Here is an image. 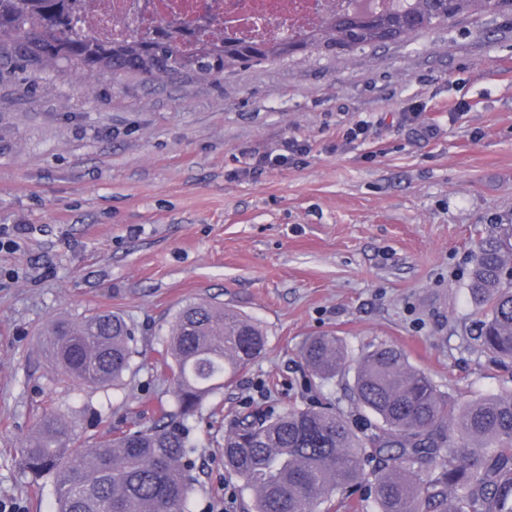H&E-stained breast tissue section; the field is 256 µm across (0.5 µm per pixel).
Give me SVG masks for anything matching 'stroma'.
<instances>
[{
    "instance_id": "obj_1",
    "label": "stroma",
    "mask_w": 512,
    "mask_h": 512,
    "mask_svg": "<svg viewBox=\"0 0 512 512\" xmlns=\"http://www.w3.org/2000/svg\"><path fill=\"white\" fill-rule=\"evenodd\" d=\"M291 139L307 152L260 165ZM509 220L510 15L220 78L103 69L92 95L79 70L0 46V502L55 512L51 478L32 479L17 453L43 411L65 410L93 442L172 408L152 363L198 299L260 323L268 346L188 420L190 512H244L224 467L241 415L331 404L365 429L352 373L322 382L304 364L310 337L336 335L354 357L396 345L461 401L512 386L466 288L476 239ZM99 310L133 327L137 354L119 388L78 391L42 333Z\"/></svg>"
}]
</instances>
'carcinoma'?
Wrapping results in <instances>:
<instances>
[{
	"instance_id": "carcinoma-1",
	"label": "carcinoma",
	"mask_w": 512,
	"mask_h": 512,
	"mask_svg": "<svg viewBox=\"0 0 512 512\" xmlns=\"http://www.w3.org/2000/svg\"><path fill=\"white\" fill-rule=\"evenodd\" d=\"M77 0H0V39L26 57L62 60L92 82L101 68L153 79L191 70L222 75L236 64H260L295 48H363L410 38L462 14L506 8L512 0H411L395 11L352 17L271 44L208 42L186 53L161 34L102 41L70 24ZM512 223L477 242L467 288L482 314L479 339L512 359ZM48 351L78 387L115 388L136 354L133 330L121 316L98 311L45 330ZM262 327L224 304L187 303L171 323L154 368L171 374L174 407L150 426L133 422L110 439L79 443L60 410L44 412L19 448L23 468L53 479L55 512H185L192 492L187 458L194 448L187 420L266 349ZM301 356L314 377L345 372L343 341L309 338ZM352 394L374 416L359 436L331 407L244 417L224 436V466L241 482L247 512H330L335 496L366 479L362 461L380 460L374 474L378 512H512V389L460 403L412 367L399 347L380 343L356 362Z\"/></svg>"
}]
</instances>
